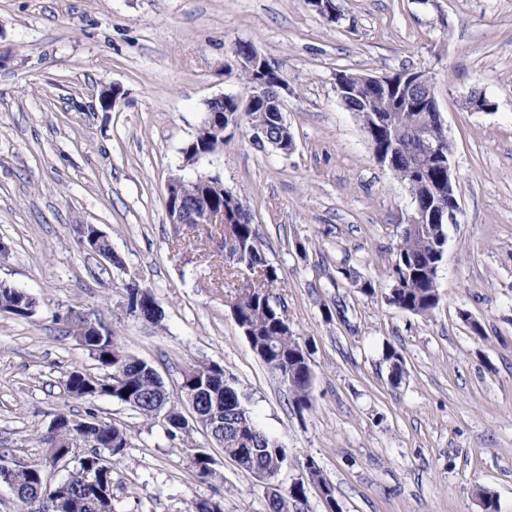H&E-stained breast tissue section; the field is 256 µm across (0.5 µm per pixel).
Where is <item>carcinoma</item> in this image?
<instances>
[{"mask_svg": "<svg viewBox=\"0 0 512 512\" xmlns=\"http://www.w3.org/2000/svg\"><path fill=\"white\" fill-rule=\"evenodd\" d=\"M349 88L346 93L348 109L360 125L371 122L376 115H383L389 122L388 142L399 146L397 155L391 158L392 174L403 183L419 205L428 209L434 205L448 206V196H437L434 186L438 180H448L446 170L437 160L424 154L418 166L411 165L406 149L414 139V130L423 124L425 113L417 110L419 97L429 86L430 78L417 72L421 86L409 95L373 91L364 84L365 74L342 72ZM246 89V99L236 96L216 104L224 110L225 126H244L250 130L266 126L279 150L290 148L291 133L281 113L275 112L263 96L253 95L256 76L248 70L241 72ZM224 209L230 223L224 225V283L237 280L243 283L232 297L231 309L235 322L251 348L271 371L288 386L292 404L297 413L311 410L313 374L309 364V350L296 338L288 324L284 309L273 302L272 288L278 280L277 269L268 263L262 244L253 225L243 220L233 206L232 195H224ZM447 244V228L444 224H405L396 245L389 278L391 287L387 295L389 304L415 315L431 314L440 304L437 288V268L443 261ZM250 275L244 282L242 274ZM351 287L365 294L375 292V285L351 269L341 271ZM88 351L104 370L116 364L123 366L122 379L102 392L92 393L83 389L80 372L70 375L77 394L86 399L108 397L137 411L143 417L159 418L162 409L175 405L156 370L146 362L126 351L117 339L86 337ZM383 359L390 367V380L397 384L403 376L402 359L396 349L388 344L383 348ZM190 384L204 392L199 414L208 422L211 413L224 411V434L217 446L224 456L231 459L243 473L253 475L284 464L286 451L278 440L265 432L246 405L245 395L234 381L217 365L197 370ZM98 447L88 448L75 456V466L64 483L71 501L89 503L83 508L62 506L58 512H109L98 509L92 503H103L104 495L111 494L112 470L100 463V457L120 456L127 448L126 433L117 426L102 422L97 431ZM196 477L206 482L214 475L213 459L203 448L193 452ZM307 480L298 481L284 493L274 491L269 500L270 512H290V503L305 500L307 486L313 485L322 497L328 512L340 509L333 485L324 477L315 461L308 465ZM13 484L28 501L41 504L47 498L35 471L16 466L10 474Z\"/></svg>", "mask_w": 512, "mask_h": 512, "instance_id": "carcinoma-1", "label": "carcinoma"}]
</instances>
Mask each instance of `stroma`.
<instances>
[{"mask_svg":"<svg viewBox=\"0 0 512 512\" xmlns=\"http://www.w3.org/2000/svg\"><path fill=\"white\" fill-rule=\"evenodd\" d=\"M327 22L305 0H0V283L33 297L27 318L0 312V455L45 463L58 413L116 424L113 512H269L263 484L202 433L170 439L161 423L107 397L78 399L70 372L101 369L66 331L68 308L90 312L153 366L171 396L184 372L214 364L247 395L285 448L281 488L315 460L342 512H512V0H335ZM251 43L288 90L294 147L253 143L240 128L218 151L183 164L206 102L241 96L233 55ZM432 78L457 174V223L427 317L385 293L406 188L374 158L336 95L342 71ZM117 89L114 107L101 102ZM493 104L465 105L471 91ZM219 173L251 209L273 294L311 348L313 407L297 415L279 378L252 350L217 278L224 253L204 230L169 223L165 184ZM92 224L123 264L100 263L78 241ZM353 268L376 291L350 287ZM150 289L164 318L129 315L125 288ZM480 332H473L470 321ZM402 357L390 381L385 345ZM214 475L198 481L193 446Z\"/></svg>","mask_w":512,"mask_h":512,"instance_id":"stroma-1","label":"stroma"}]
</instances>
